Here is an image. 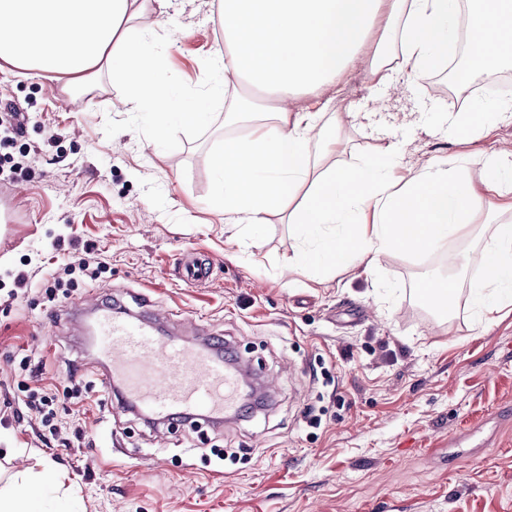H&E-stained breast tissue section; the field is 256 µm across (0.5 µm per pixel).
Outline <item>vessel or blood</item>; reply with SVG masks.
<instances>
[{"label":"vessel or blood","mask_w":512,"mask_h":512,"mask_svg":"<svg viewBox=\"0 0 512 512\" xmlns=\"http://www.w3.org/2000/svg\"><path fill=\"white\" fill-rule=\"evenodd\" d=\"M211 272L206 264L185 257L176 276L200 285ZM97 309L94 345L105 362L100 377L106 388L117 389L118 408L134 406L159 420L183 416L210 421L238 413V376L219 352L222 337H212L209 347L195 348L161 335L147 303L130 319L112 315L103 303Z\"/></svg>","instance_id":"b4317fda"}]
</instances>
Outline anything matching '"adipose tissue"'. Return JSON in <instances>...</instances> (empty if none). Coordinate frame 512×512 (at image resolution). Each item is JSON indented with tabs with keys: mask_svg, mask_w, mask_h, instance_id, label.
I'll use <instances>...</instances> for the list:
<instances>
[{
	"mask_svg": "<svg viewBox=\"0 0 512 512\" xmlns=\"http://www.w3.org/2000/svg\"><path fill=\"white\" fill-rule=\"evenodd\" d=\"M153 0H0V61L26 72L64 77L66 92L87 88L102 71L121 87L132 112H147L157 128L180 117L177 89L165 76L166 53L148 22ZM218 20L224 49L206 68L209 80L188 104L204 118L212 99L242 79L276 95L281 105L250 120L249 134L225 142L215 158L217 200L244 244L254 226L277 209L300 238L289 269L324 276L392 252L441 251L450 237L473 233L476 205L495 198L490 240L453 252V267H477L469 299L477 320L512 303V153L470 156L456 165L436 161L407 180L394 177L400 157L362 158L326 165L337 150L341 116L326 109L292 112L283 100L316 90L365 65L370 83L409 80L455 51L466 25L471 81L485 71L512 66V0H221ZM381 46L365 54L374 29ZM512 121V101H488L448 117L459 142L488 136ZM305 200L291 205L300 187ZM65 471L45 468L38 484L0 490V512H41L39 490L64 487Z\"/></svg>",
	"mask_w": 512,
	"mask_h": 512,
	"instance_id": "1",
	"label": "adipose tissue"
}]
</instances>
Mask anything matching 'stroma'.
I'll return each instance as SVG.
<instances>
[{
	"instance_id": "obj_1",
	"label": "stroma",
	"mask_w": 512,
	"mask_h": 512,
	"mask_svg": "<svg viewBox=\"0 0 512 512\" xmlns=\"http://www.w3.org/2000/svg\"><path fill=\"white\" fill-rule=\"evenodd\" d=\"M217 4L164 0L150 15L171 39L166 76L179 91L201 89L203 60L224 46ZM121 98L104 73L74 111L61 82L0 61V100L29 117L16 151L44 149L30 177L0 179V485L61 467L74 512H512V423H500L512 416V305L476 321L471 274L447 260L489 238V202L472 236L446 251L396 252L324 284L290 278L299 241L286 213L269 214L255 244L225 242L212 156L249 121L225 123L228 102L217 99L203 122L159 130ZM313 98L345 116L341 164L392 144L417 170L512 152V124L469 144L447 135L454 105L423 76L375 87L358 68L288 108ZM84 243L107 263L100 280L52 307L36 289L8 301L18 272L48 277ZM188 251L214 262L205 284L175 277ZM430 276L458 281L450 310L420 301ZM93 291L130 309L146 295L185 342L223 336L275 392L253 416L216 427L113 410L79 316ZM22 352L43 360L62 431L81 429L79 446L43 439L34 412L15 408ZM74 369L92 384L80 403L68 397ZM309 405L325 410L319 428L302 420ZM215 446L230 459L210 455Z\"/></svg>"
}]
</instances>
